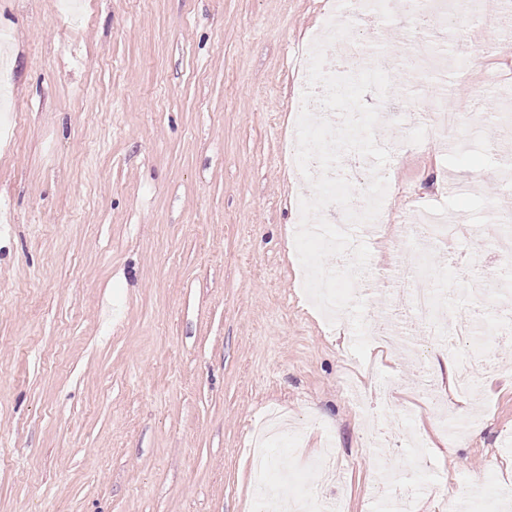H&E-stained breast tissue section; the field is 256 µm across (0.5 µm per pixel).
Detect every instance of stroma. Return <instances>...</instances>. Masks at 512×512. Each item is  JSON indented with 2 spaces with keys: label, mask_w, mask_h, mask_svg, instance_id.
Returning <instances> with one entry per match:
<instances>
[{
  "label": "stroma",
  "mask_w": 512,
  "mask_h": 512,
  "mask_svg": "<svg viewBox=\"0 0 512 512\" xmlns=\"http://www.w3.org/2000/svg\"><path fill=\"white\" fill-rule=\"evenodd\" d=\"M0 0L18 115L0 136V512H253L250 431L270 407L303 455L272 450V480L318 486L368 512L375 470L403 484L478 486L469 512H502L512 486V343L486 337L483 424L452 441L408 358L369 349L393 379L391 441L344 387L348 323L304 293L290 242L300 189L284 160L297 58L331 0ZM498 39V38H497ZM473 97L512 127V37L498 39L449 105ZM441 154L419 126L396 131L381 262L413 268L400 217L432 185L479 176L448 213L484 222L508 194L474 127ZM431 287L455 316L472 301L443 247ZM426 437L415 472L407 436ZM332 452L343 483L313 459Z\"/></svg>",
  "instance_id": "1"
}]
</instances>
